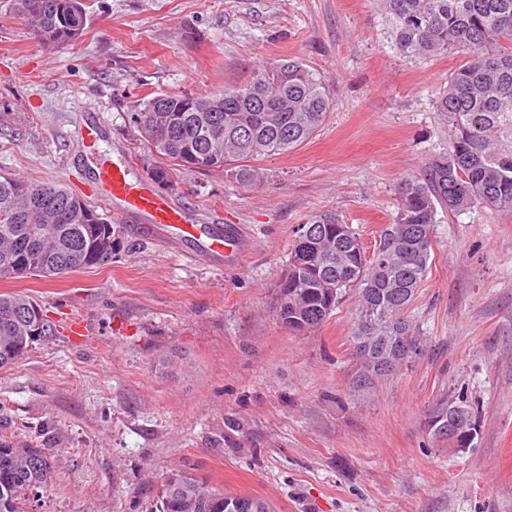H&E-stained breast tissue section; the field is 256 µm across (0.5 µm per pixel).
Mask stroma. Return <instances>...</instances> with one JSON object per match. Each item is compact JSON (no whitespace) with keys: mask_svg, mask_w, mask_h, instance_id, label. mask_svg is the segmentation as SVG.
Listing matches in <instances>:
<instances>
[{"mask_svg":"<svg viewBox=\"0 0 512 512\" xmlns=\"http://www.w3.org/2000/svg\"><path fill=\"white\" fill-rule=\"evenodd\" d=\"M0 0V173L93 201L94 156L142 169L128 112L159 93H208L298 58L334 106L298 150L256 177L182 170L170 193L196 223L240 236L217 265L136 217H113L111 263L0 281L56 333L0 369V424L39 435L59 475L37 512H158L186 466L277 512H512V210L439 215L432 266L408 310L424 352L369 393L350 391L353 310L296 335L273 291L298 225L332 213L366 247L398 188L448 147L435 98L458 53H396L377 0H83L87 25L48 48ZM104 124L76 137L84 106ZM479 410L471 448L430 439L440 399Z\"/></svg>","mask_w":512,"mask_h":512,"instance_id":"stroma-1","label":"stroma"}]
</instances>
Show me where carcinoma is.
<instances>
[{
    "instance_id": "carcinoma-1",
    "label": "carcinoma",
    "mask_w": 512,
    "mask_h": 512,
    "mask_svg": "<svg viewBox=\"0 0 512 512\" xmlns=\"http://www.w3.org/2000/svg\"><path fill=\"white\" fill-rule=\"evenodd\" d=\"M393 46L405 58L464 55L436 98L448 119V149L399 186L393 223L366 254L351 225L334 216L306 223L293 239L275 289L277 317L295 334L323 325L343 299L353 298L351 357L354 392H368L394 376L381 366L378 346L393 350L398 367L422 353L407 312L432 264L438 211L459 213L478 204L512 209V0H379ZM42 45L80 40L86 29L82 0H13ZM333 107L328 87L298 58L273 62L243 85L219 93H162L144 98L128 122L147 145L144 169L171 185L174 167L227 170L246 182L248 162L285 155L304 144ZM112 260V221L64 185L0 176V280L55 278ZM40 305L22 292L0 294V367L27 355L49 335ZM476 431L469 406L441 400L427 421L429 436L446 442L454 416ZM57 477L43 444L19 441L0 425V512H29L32 493ZM159 512H275L272 503L224 490L188 468L164 477Z\"/></svg>"
}]
</instances>
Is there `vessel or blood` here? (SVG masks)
Here are the masks:
<instances>
[{"mask_svg": "<svg viewBox=\"0 0 512 512\" xmlns=\"http://www.w3.org/2000/svg\"><path fill=\"white\" fill-rule=\"evenodd\" d=\"M94 179L96 198L106 209L141 218L151 224L165 242L180 244L196 240L198 246L190 253L193 260L207 264L223 260L230 237L203 232L185 208L176 205L171 196L162 192L150 178L136 173L127 161L98 162Z\"/></svg>", "mask_w": 512, "mask_h": 512, "instance_id": "vessel-or-blood-1", "label": "vessel or blood"}]
</instances>
